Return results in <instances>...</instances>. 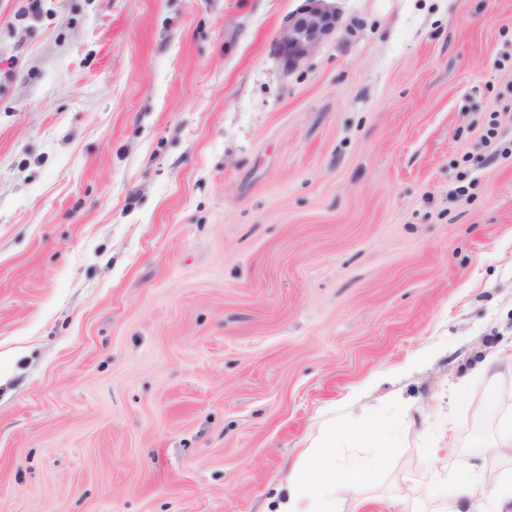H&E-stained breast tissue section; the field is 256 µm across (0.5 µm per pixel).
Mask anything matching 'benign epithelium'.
Here are the masks:
<instances>
[{"mask_svg":"<svg viewBox=\"0 0 512 512\" xmlns=\"http://www.w3.org/2000/svg\"><path fill=\"white\" fill-rule=\"evenodd\" d=\"M338 26L339 16L331 0H303L275 42L282 71L288 74L309 60Z\"/></svg>","mask_w":512,"mask_h":512,"instance_id":"obj_1","label":"benign epithelium"}]
</instances>
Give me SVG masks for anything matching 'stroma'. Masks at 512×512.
I'll use <instances>...</instances> for the list:
<instances>
[{"label":"stroma","mask_w":512,"mask_h":512,"mask_svg":"<svg viewBox=\"0 0 512 512\" xmlns=\"http://www.w3.org/2000/svg\"><path fill=\"white\" fill-rule=\"evenodd\" d=\"M300 4L0 0V512H263L359 387L426 425L342 512L507 467L512 0H336L286 75ZM331 1L334 0H303L288 17L275 42L277 59L285 74L309 60L336 33L340 20ZM486 406L489 412L497 414V428L480 448L496 456L507 458L512 455V405L502 409L494 380H490L486 388Z\"/></svg>","instance_id":"35a3bbf8"}]
</instances>
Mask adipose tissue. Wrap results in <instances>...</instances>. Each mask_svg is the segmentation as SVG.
<instances>
[{
    "mask_svg": "<svg viewBox=\"0 0 512 512\" xmlns=\"http://www.w3.org/2000/svg\"><path fill=\"white\" fill-rule=\"evenodd\" d=\"M486 406L498 420L495 433L483 444L484 450L503 458L512 456V406L501 407L492 382L486 388ZM413 410L412 404L393 395L376 413L351 419L346 432L332 425L323 427L293 462L279 488L274 512H337L343 493L377 477L373 467L360 458H337V449L393 447V423L410 424ZM428 492L434 502L431 512H469L473 503L489 498L496 501L500 512H512V471L494 477L474 469H460L445 478L435 473Z\"/></svg>",
    "mask_w": 512,
    "mask_h": 512,
    "instance_id": "1",
    "label": "adipose tissue"
}]
</instances>
